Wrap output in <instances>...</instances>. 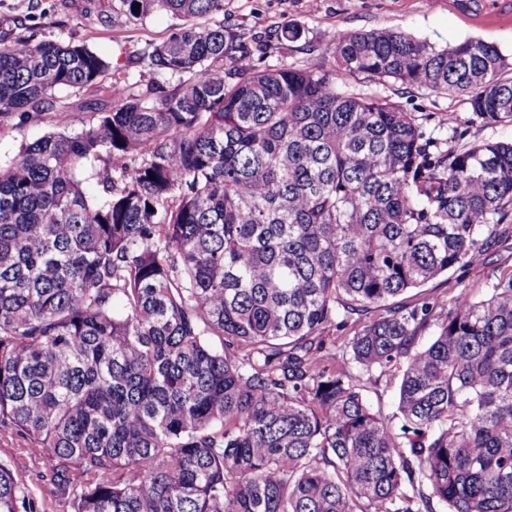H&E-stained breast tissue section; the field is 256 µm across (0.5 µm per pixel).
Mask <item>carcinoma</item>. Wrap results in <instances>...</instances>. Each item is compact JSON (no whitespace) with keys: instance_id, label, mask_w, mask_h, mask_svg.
Segmentation results:
<instances>
[{"instance_id":"carcinoma-1","label":"carcinoma","mask_w":512,"mask_h":512,"mask_svg":"<svg viewBox=\"0 0 512 512\" xmlns=\"http://www.w3.org/2000/svg\"><path fill=\"white\" fill-rule=\"evenodd\" d=\"M157 9L188 21L147 54L159 79L0 167V426L73 512H512V271L449 310L392 303L512 223V142L455 130L444 150L349 89L394 80L512 124V59L381 30L256 70L262 40L190 24L224 0H112L106 23ZM38 29L0 40L3 120L108 74ZM397 365L396 429L363 377ZM26 502L0 463V512Z\"/></svg>"}]
</instances>
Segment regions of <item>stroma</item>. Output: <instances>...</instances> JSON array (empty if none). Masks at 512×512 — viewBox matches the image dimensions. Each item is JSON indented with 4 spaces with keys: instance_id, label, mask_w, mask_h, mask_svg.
I'll return each mask as SVG.
<instances>
[{
    "instance_id": "obj_1",
    "label": "stroma",
    "mask_w": 512,
    "mask_h": 512,
    "mask_svg": "<svg viewBox=\"0 0 512 512\" xmlns=\"http://www.w3.org/2000/svg\"><path fill=\"white\" fill-rule=\"evenodd\" d=\"M111 7L112 0H0V39L13 37L32 18L40 17L44 25L39 37L85 44L107 59L109 79L139 86L154 80L145 55L182 27V19L157 10L136 24L115 30L105 22ZM287 22L300 26L301 38L288 42L275 38V30ZM196 23L202 28L221 24L245 38L268 36L265 54L254 55L249 61L256 69L280 63L315 65L327 57L334 35L384 29L441 46L480 39L512 56V0H224L223 13L198 17ZM356 86L399 102L416 116L426 136L440 142H447L453 126L464 131L470 141L512 140V125L485 126L474 121L465 97L392 81L360 79ZM101 97V92L92 88L77 94L62 91L56 109L0 124V164L9 163L22 145L46 133L80 132L93 118L84 110V103ZM503 270H512V236L497 239L478 260L409 290L398 302L411 306L430 297L449 309L459 295L484 297L489 284ZM0 461L9 464L27 487L32 512H71L49 481L44 457L24 452L15 439L0 435Z\"/></svg>"
}]
</instances>
